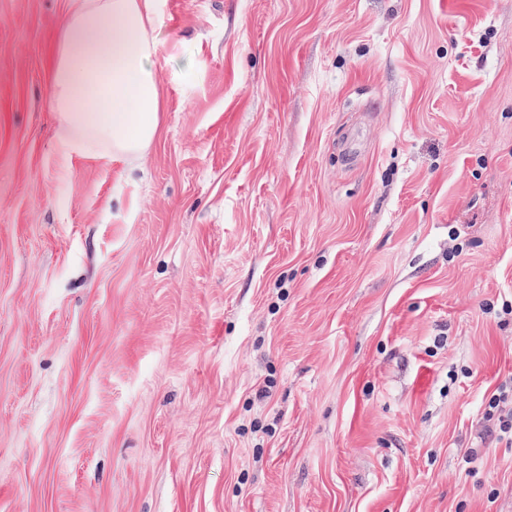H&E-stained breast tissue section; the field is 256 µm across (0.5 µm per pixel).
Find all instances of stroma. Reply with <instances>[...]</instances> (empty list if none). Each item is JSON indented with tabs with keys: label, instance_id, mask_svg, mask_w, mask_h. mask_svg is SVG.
<instances>
[{
	"label": "stroma",
	"instance_id": "obj_1",
	"mask_svg": "<svg viewBox=\"0 0 512 512\" xmlns=\"http://www.w3.org/2000/svg\"><path fill=\"white\" fill-rule=\"evenodd\" d=\"M69 7L0 0V512H512V0H159L127 173ZM51 67L55 141L126 171L152 145L162 100L156 0H72ZM505 393L506 391H503V393L497 397L490 399L487 415L489 420H493V426L498 430V439L506 440L512 444V410L510 413H502L499 411L500 403L504 402L507 398Z\"/></svg>",
	"mask_w": 512,
	"mask_h": 512
}]
</instances>
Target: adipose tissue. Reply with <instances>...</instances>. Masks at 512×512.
I'll use <instances>...</instances> for the list:
<instances>
[{
  "mask_svg": "<svg viewBox=\"0 0 512 512\" xmlns=\"http://www.w3.org/2000/svg\"><path fill=\"white\" fill-rule=\"evenodd\" d=\"M156 0H74L51 67L63 153L129 167L152 145L162 100Z\"/></svg>",
  "mask_w": 512,
  "mask_h": 512,
  "instance_id": "adipose-tissue-1",
  "label": "adipose tissue"
}]
</instances>
